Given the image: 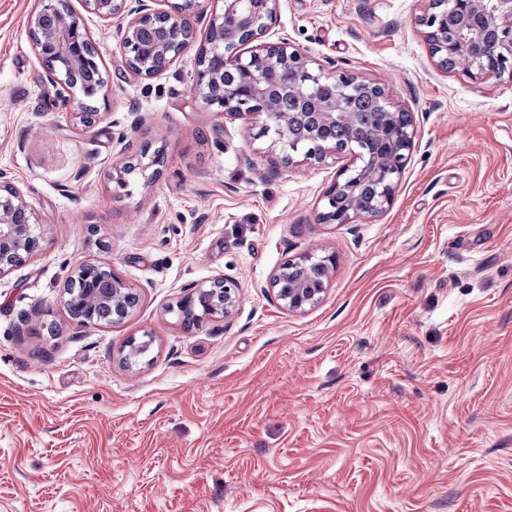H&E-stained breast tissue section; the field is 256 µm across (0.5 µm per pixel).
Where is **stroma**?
<instances>
[{
	"mask_svg": "<svg viewBox=\"0 0 512 512\" xmlns=\"http://www.w3.org/2000/svg\"><path fill=\"white\" fill-rule=\"evenodd\" d=\"M68 4L106 81L83 131L29 37L41 0H0V173L45 235L0 277V512H512V87L441 70L420 0H279L271 40L417 127L383 216L324 224L350 154L278 167L259 120L192 97L193 54L134 79L115 24ZM147 144L160 174L118 187ZM331 253L322 301L285 310L272 273ZM89 260L138 291L122 324L70 317ZM217 275L236 311L184 325ZM151 147L144 146L139 154L135 156L136 163L126 161L121 166H115L112 168V181L120 185H126L127 178L131 175L136 169H141L142 171L147 170L153 166H157L159 157L163 155V150L160 148L155 149L152 153H150Z\"/></svg>",
	"mask_w": 512,
	"mask_h": 512,
	"instance_id": "stroma-1",
	"label": "stroma"
}]
</instances>
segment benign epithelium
I'll return each mask as SVG.
<instances>
[{
  "label": "benign epithelium",
  "mask_w": 512,
  "mask_h": 512,
  "mask_svg": "<svg viewBox=\"0 0 512 512\" xmlns=\"http://www.w3.org/2000/svg\"><path fill=\"white\" fill-rule=\"evenodd\" d=\"M128 0H84L87 11L103 21L115 18L119 24V48L131 75L148 80L165 72L191 49H196L195 77L191 91L206 106L224 108V115L263 118L257 136L270 138L269 149L281 152V163H321L330 156L343 153L336 144L321 138V128L344 124L358 128V113L348 102L349 91H375L384 107L377 128L376 151L368 166L342 168L334 182L325 190L324 210L320 220L325 224H348L354 218H373L386 211L415 145L417 129L411 112L389 101L385 89L377 83L354 75L327 72L313 66L299 49L282 39L266 40L277 13L278 0H223L221 12H213L206 44L196 46V32L190 17L199 7V0H157L163 7L155 8L138 0L130 7ZM423 8L414 24L424 29L430 53L437 64L455 70L474 81L495 80L512 87V0H422ZM457 19L453 38H448L447 10ZM70 11L68 0H44L30 23V38L46 70L49 83L63 101L73 107L72 120L80 128H91L101 119L97 108L87 99L94 91L77 95V67L88 56L98 54L96 43L75 20L68 24L48 25L47 18ZM233 69L237 80L224 85V72ZM324 84L336 88L329 97L313 101L315 112L296 116L313 120L312 146L287 139L288 117L278 111L281 96L299 103L310 101L313 88ZM163 150L143 147L136 162L126 161L112 168L111 178L120 185L135 170L158 165ZM370 177L379 183L377 200L366 201L358 193L359 181ZM44 246V235L35 213L23 191L0 173V276L35 256L33 243ZM313 262L307 256L288 261L278 268L270 280V288L279 304L292 312H303L323 298L328 280L301 279L294 270ZM101 275L110 281L108 288H85L72 302L82 308L78 322L95 323L97 307L112 309V324L117 325L134 310L127 293L131 287L111 264L86 261L78 266L65 291L76 287L82 276ZM238 303V284L216 276L198 286L180 303L182 314L190 315V323L204 318H227Z\"/></svg>",
  "instance_id": "1"
}]
</instances>
